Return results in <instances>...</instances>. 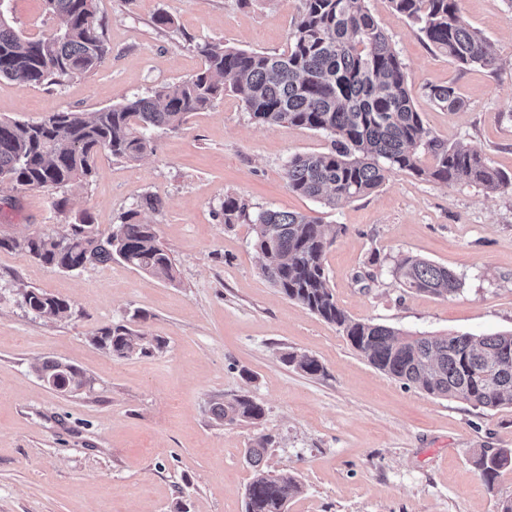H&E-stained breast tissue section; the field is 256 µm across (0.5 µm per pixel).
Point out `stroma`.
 <instances>
[{
  "label": "stroma",
  "mask_w": 512,
  "mask_h": 512,
  "mask_svg": "<svg viewBox=\"0 0 512 512\" xmlns=\"http://www.w3.org/2000/svg\"><path fill=\"white\" fill-rule=\"evenodd\" d=\"M108 47L92 73L35 89L0 78V118L41 121L93 112L199 72V43L279 54L304 0H95ZM406 67L413 105L432 132L480 152L512 174V0H461L503 68L460 69L389 0H368ZM170 16L156 27V14ZM22 35L52 31L42 0H11ZM455 84L465 104L438 108L428 85ZM139 161L98 160L95 176L63 188L0 192V238L65 234L82 214L101 233L145 196L174 281L120 259L73 272L0 248V512H245L252 478L246 452L268 438L267 471L300 483L288 512H497L512 498V465L494 484L475 461L512 450V406L482 410L426 395L375 369L336 325L289 300L262 274L249 221H224L225 196L249 213H300L336 227L324 265L350 317L399 334L489 335L512 331V189L442 184L406 171L372 193L329 208L291 191L288 159L323 153L329 136L288 123L263 125L228 92L155 136ZM67 199L65 208L57 200ZM447 266L460 291L436 297L402 288L398 262ZM38 288L66 300L47 320L22 295ZM124 324L161 339L163 350L118 359L93 343ZM305 353L309 376L282 360ZM45 357L78 367L90 385L63 394L41 381ZM245 394L256 422H217L211 409Z\"/></svg>",
  "instance_id": "obj_1"
}]
</instances>
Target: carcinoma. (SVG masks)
I'll use <instances>...</instances> for the list:
<instances>
[{
  "label": "carcinoma",
  "instance_id": "carcinoma-1",
  "mask_svg": "<svg viewBox=\"0 0 512 512\" xmlns=\"http://www.w3.org/2000/svg\"><path fill=\"white\" fill-rule=\"evenodd\" d=\"M57 29L26 37L0 22V78L20 87L58 84L84 76L105 60L108 48L94 20V0H43ZM459 0H390L393 9L417 27L428 43L462 68L498 70L487 39L461 15ZM204 68L96 112H57L41 122L0 120V181L11 191L60 188L89 180L98 155L137 161L155 151L149 132L176 130L192 112L210 108L230 90L261 124L288 122L332 137L325 153L295 154L285 166L288 187L330 207L371 193L396 170L428 181L474 185L488 192L512 189V175L489 164L479 152L448 144L432 134L413 106L405 67L389 36L379 28L366 0H304L289 33L287 51L267 54L226 47L221 41L197 45ZM426 94L454 112L464 105L453 84L431 85ZM224 223L248 219L256 226L255 246L263 274L288 299L335 324L376 369L428 395L459 399L476 408L512 405V333L454 334L400 338L392 328L351 318L329 286L323 260L337 230L292 212L263 210L250 216L247 205L224 197ZM20 248L58 271L83 269L116 255L131 267L162 280H175L169 252L155 225L140 211L119 216L103 236L84 214L63 235L41 232L21 241L0 239V248ZM403 287L437 296L458 293L462 281L452 270L408 256L397 267ZM23 302L36 315L64 316L67 301L27 290ZM92 341L116 358L159 351L163 342L125 325L99 329ZM282 360L309 376L323 367L306 354ZM37 376L56 390L82 389L88 380L76 367L46 358ZM216 420L257 421L263 407L235 395L212 409ZM264 443L247 450L253 478L246 488L245 512H287L298 491L296 477L271 474L262 465ZM512 453L486 448L475 465L494 484Z\"/></svg>",
  "mask_w": 512,
  "mask_h": 512
}]
</instances>
